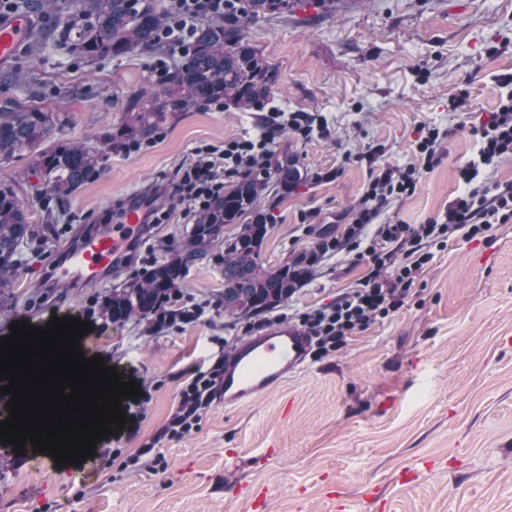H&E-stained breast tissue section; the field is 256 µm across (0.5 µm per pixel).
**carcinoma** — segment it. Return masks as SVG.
<instances>
[{
    "label": "carcinoma",
    "instance_id": "carcinoma-1",
    "mask_svg": "<svg viewBox=\"0 0 512 512\" xmlns=\"http://www.w3.org/2000/svg\"><path fill=\"white\" fill-rule=\"evenodd\" d=\"M290 0H240L239 11L197 27L184 60L150 88L126 101L128 115L118 127L99 136L110 151L131 140L149 138L170 112L202 111L218 100L239 109L259 108L272 94L276 72L247 41L248 25L271 12H284ZM167 17L162 0H74V11L49 31L54 41L93 61L133 57L153 49ZM57 119L37 105L14 99L0 101V163L27 154L42 176L40 193L65 199L103 171L102 154L67 141L54 140ZM266 181L245 175L216 195L197 217L184 249L157 264L145 277L108 298L105 312L112 322L147 319L171 299L195 258L213 242L224 225L246 214L241 242L224 249V312L244 316L273 309L287 300L310 276L308 269L289 273L259 260L267 223L260 209ZM32 235L14 188L0 181V288L11 287L19 247Z\"/></svg>",
    "mask_w": 512,
    "mask_h": 512
}]
</instances>
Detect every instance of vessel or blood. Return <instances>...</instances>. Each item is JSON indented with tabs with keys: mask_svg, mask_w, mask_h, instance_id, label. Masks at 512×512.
<instances>
[{
	"mask_svg": "<svg viewBox=\"0 0 512 512\" xmlns=\"http://www.w3.org/2000/svg\"><path fill=\"white\" fill-rule=\"evenodd\" d=\"M33 28L31 18L14 14L0 19V63L16 57ZM148 201L140 192L127 194L113 223L80 236L49 269L52 281L73 286L97 284L110 277L115 262L146 231ZM312 341L297 325L281 323L237 347L224 364L225 405L239 406L280 386L304 369Z\"/></svg>",
	"mask_w": 512,
	"mask_h": 512,
	"instance_id": "vessel-or-blood-1",
	"label": "vessel or blood"
}]
</instances>
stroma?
<instances>
[{
    "label": "stroma",
    "mask_w": 512,
    "mask_h": 512,
    "mask_svg": "<svg viewBox=\"0 0 512 512\" xmlns=\"http://www.w3.org/2000/svg\"><path fill=\"white\" fill-rule=\"evenodd\" d=\"M34 31L19 58L0 65V99L36 104L60 118L62 140L99 147L124 122L126 98L154 84L157 51L89 61L44 40L57 16L29 9ZM248 41L278 83L264 110L306 112L313 130L280 132L262 209L271 226L260 259L278 266L342 234L372 174L417 165L425 127L446 136L412 195L391 200L377 224H424L463 189L459 170L476 158L473 126L512 95V0H333L295 6L252 23ZM466 94V111L451 97ZM264 110L173 112L137 153L104 151V172L69 198L37 196L24 156L0 164L15 182L33 239L20 247L19 277L0 295V337L12 323L71 313L89 322L80 341L149 395L92 456L38 466L33 450L0 444V512H253L242 490L265 493L268 512H512V222L473 239L433 247L402 306L358 331L348 345L291 375L250 403L205 410L198 430L162 431L184 381L239 344L277 326L278 314L330 306L369 271L360 251L320 256L278 309L246 317L220 307L223 244L191 264L167 305L174 319L112 323L113 290L141 279L191 231L180 210L149 226L128 264L101 284L48 288L50 262L81 231L110 223L133 190L174 180L195 148L256 138ZM201 308L187 320L183 311ZM156 440L155 460L123 458ZM121 456L108 460L106 448Z\"/></svg>",
    "instance_id": "1"
}]
</instances>
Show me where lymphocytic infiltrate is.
<instances>
[{
	"mask_svg": "<svg viewBox=\"0 0 512 512\" xmlns=\"http://www.w3.org/2000/svg\"><path fill=\"white\" fill-rule=\"evenodd\" d=\"M237 3L238 0H170L159 44L170 53H185L198 20L233 12ZM312 124L313 119L307 114L294 112L285 116L273 111L258 139L233 140L220 151L208 145L196 148L194 159L179 168L170 198L182 206L185 216L196 218L223 191L222 170L267 175L268 155L277 134L289 128L306 136L311 133ZM474 133L480 140L478 156L460 170V177L470 190L458 196L444 216L419 225L376 222L390 200L414 193L418 169H431L437 162L444 134L434 127L418 144L419 166L389 168L376 176L352 224L346 225L341 236L323 244L326 252L365 248L371 267L360 286L339 295L330 308L299 312L298 320L313 340V358L321 359L341 349L356 331L398 309L431 260V246L447 242L457 233L472 239L491 230L493 223L512 220V185L491 189L476 183L481 167L512 157V96L501 99L496 112ZM373 223L378 226L376 238L365 241L364 231ZM223 378L224 361L220 358L208 369H194L180 390L178 405L164 428L165 435L180 439L195 430L203 410L221 398Z\"/></svg>",
	"mask_w": 512,
	"mask_h": 512,
	"instance_id": "f902f5d3",
	"label": "lymphocytic infiltrate"
}]
</instances>
